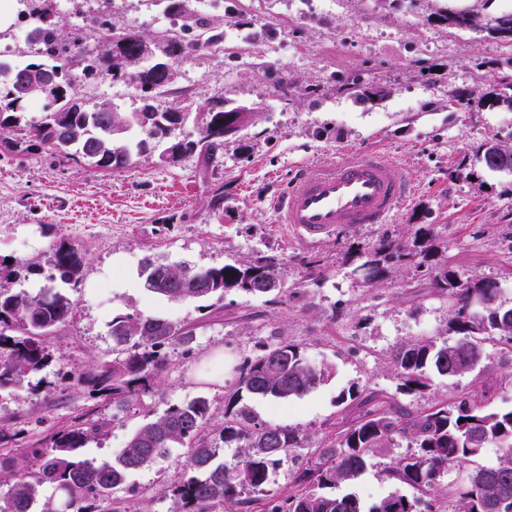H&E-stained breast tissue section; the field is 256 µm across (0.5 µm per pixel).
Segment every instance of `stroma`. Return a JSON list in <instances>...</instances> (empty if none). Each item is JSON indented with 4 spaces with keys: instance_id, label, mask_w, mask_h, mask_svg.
I'll use <instances>...</instances> for the list:
<instances>
[{
    "instance_id": "obj_1",
    "label": "stroma",
    "mask_w": 512,
    "mask_h": 512,
    "mask_svg": "<svg viewBox=\"0 0 512 512\" xmlns=\"http://www.w3.org/2000/svg\"><path fill=\"white\" fill-rule=\"evenodd\" d=\"M9 3L0 48L24 64L39 54L18 37L44 10L67 31L93 40L106 20L114 31L150 38L189 27L217 30L221 51L179 58L170 92L153 104L163 111L185 96L199 103L221 96L253 114L212 160L195 153L165 164L150 149L117 173L0 146V262L22 263L11 290H39L44 276L34 263L57 238L86 257L82 285L70 293L75 315L47 341L49 365L22 389L0 391V431L7 436L0 451L45 447L54 430L82 416L110 422L107 436L87 443L82 457L100 462L125 447L142 414L91 399L74 380L112 359L108 323L120 313L162 315L195 329L191 351L171 347L160 386L144 398L157 415L204 396L222 422L241 366L280 340L330 369L328 380L303 398H245L257 422L288 427L304 442L238 512H267L272 500L291 492L296 464L315 459L336 438L337 422L358 417L360 397L380 393L417 413L481 393L492 407L512 409V352L492 339L483 345V364L503 387L484 392L473 372L433 377L423 394L402 391L392 350L413 339L445 338L452 304L413 270H391L374 284L356 270L358 251L428 224L462 280L495 281L503 300L512 301V177L488 171L476 154L489 138L512 139V107L472 112L457 103L512 73V44L436 20L443 10L476 6L494 15L512 9V0H332L315 11L303 0H190L185 14L171 13L166 0H107L96 13L82 0ZM70 73L86 106L108 101L131 112L142 103L135 84L88 75L85 62L72 64ZM355 81L371 86L373 97L355 101L348 89ZM370 149L402 164L412 180V196L390 223L340 229L316 243L276 224L275 198L298 166ZM461 168L467 178L458 177ZM149 253L199 268L269 256L280 264L281 286L260 298L231 292L208 308L169 303L138 276ZM217 374L223 383H214ZM348 391L355 399L342 400ZM406 451L402 445L379 452L336 495L355 494L367 506L393 493L413 497L412 488L388 475ZM185 456L177 447L159 466L131 473L123 492L127 512H176L166 489L181 481Z\"/></svg>"
}]
</instances>
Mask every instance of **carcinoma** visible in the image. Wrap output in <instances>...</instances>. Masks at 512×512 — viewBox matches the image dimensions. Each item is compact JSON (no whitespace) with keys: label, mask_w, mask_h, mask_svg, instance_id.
Here are the masks:
<instances>
[{"label":"carcinoma","mask_w":512,"mask_h":512,"mask_svg":"<svg viewBox=\"0 0 512 512\" xmlns=\"http://www.w3.org/2000/svg\"><path fill=\"white\" fill-rule=\"evenodd\" d=\"M442 17L457 28H469L483 19L473 11H445ZM36 22L41 60L22 68L0 62V141H5L3 135L16 126L17 114L28 105L42 101L47 110L42 123L28 128L26 142H15L23 155L33 148L43 149L62 159L82 158L102 170L119 172L131 167L135 155L146 151L152 141L165 144L160 161L171 164L196 151L214 155L224 146V136L231 133L224 125L226 116H231L230 124L237 131L251 117L249 112L226 111L224 98L214 97L203 103L207 111L196 113L200 140L171 139L191 113L180 106L160 112L150 103L154 95L170 91L157 65L149 62L139 67L128 62L125 69L117 68L113 38H119L128 52L148 38L134 30L116 34L108 21L103 23V49L92 56L87 70L102 80L123 78L137 84L146 103L136 112H117L108 103L89 112L69 75L79 39L67 36L59 23L45 15L36 16ZM165 39L176 59L218 41L216 36L206 38L202 33L190 37L168 34ZM14 71L46 74L53 82L40 96L27 99L6 78ZM506 89L512 91V76L501 79L499 91L483 95L482 105L512 106V94H504ZM134 126L143 138L131 145L123 134ZM478 152L489 171L512 174L511 145L490 141ZM439 254L433 229L420 226L404 240L386 236L364 254L361 264L373 271L366 276L370 283L393 268H410L454 301L448 322L453 342L410 340L393 351L391 364L405 392L430 389L433 373L450 379L472 372L482 358L479 336H494L512 345V304L500 301L484 313L472 309L473 296L491 291L498 298L501 289L488 290L485 281L462 282ZM85 263V255L70 242L63 238L53 242L38 264L45 283L35 294L4 287L26 261L0 265V390L21 386L30 374L46 366V338L74 314V302L59 284L79 287ZM138 276L147 291L171 303L222 298L231 291L259 297L280 286L278 262L266 256L204 269L147 255ZM109 327L120 351L77 382L90 388L91 398L118 408L141 405L143 397L160 384L166 347L187 346L194 340V329L163 316L118 314ZM329 376L328 368L311 364L299 345L280 341L241 369L235 391L224 398V422L217 427L219 442L208 436L211 404L198 397L171 405L158 417L147 413L125 448L114 459L99 464L81 458L78 450L106 435L110 422L80 418L54 432L45 447L35 448L29 455L0 456V481L6 476L12 481L7 497L0 500V512H96V502L115 499L132 472L168 459L170 449L177 445L187 449V460L182 481L170 492L182 512H233L243 494L264 490L277 468L302 444V437L292 429L255 422L241 406L243 395L300 398ZM398 438L410 439L417 451L399 459L390 476L416 489L418 497L409 499L395 493L367 508L353 494L330 493L338 484L354 479L372 454L393 447ZM220 443L236 448V454L217 461ZM490 443L502 448L496 465L474 470L462 485L440 486L441 474L449 466L479 456ZM46 484L53 486L55 495L42 501L40 491ZM295 485L298 489L275 500L268 512H485L488 503L497 505L494 512H512V409H490L482 400L463 398L414 414L394 402L381 401L322 449L318 459L297 469Z\"/></svg>","instance_id":"1"}]
</instances>
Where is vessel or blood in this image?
Wrapping results in <instances>:
<instances>
[{"instance_id":"b4317fda","label":"vessel or blood","mask_w":512,"mask_h":512,"mask_svg":"<svg viewBox=\"0 0 512 512\" xmlns=\"http://www.w3.org/2000/svg\"><path fill=\"white\" fill-rule=\"evenodd\" d=\"M404 167L379 153H351L292 175L274 207L277 221L315 241L341 226L385 224L409 198Z\"/></svg>"}]
</instances>
